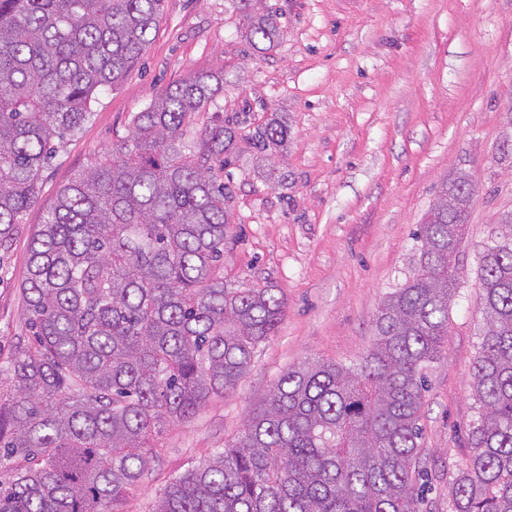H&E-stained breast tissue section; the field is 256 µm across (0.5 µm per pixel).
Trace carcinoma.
Wrapping results in <instances>:
<instances>
[{
	"label": "carcinoma",
	"instance_id": "carcinoma-1",
	"mask_svg": "<svg viewBox=\"0 0 512 512\" xmlns=\"http://www.w3.org/2000/svg\"><path fill=\"white\" fill-rule=\"evenodd\" d=\"M164 0H0V252L37 201L43 168L121 83L155 36ZM238 0L250 41L279 27ZM222 91L224 71L190 74L136 113L109 158L58 191L35 231L22 288L32 338L0 395V512H111L149 470L147 444L234 389L277 332L275 288L212 277L228 219L215 162L233 127H182ZM260 156L288 130L258 125ZM474 202L444 181L414 232L418 257L380 302L361 362L308 360L284 372L238 437L173 477L152 512H420L416 487L426 371L448 340ZM484 330L471 379V454L452 512H512V212L480 254Z\"/></svg>",
	"mask_w": 512,
	"mask_h": 512
}]
</instances>
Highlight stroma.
I'll use <instances>...</instances> for the list:
<instances>
[{"instance_id": "1", "label": "stroma", "mask_w": 512, "mask_h": 512, "mask_svg": "<svg viewBox=\"0 0 512 512\" xmlns=\"http://www.w3.org/2000/svg\"><path fill=\"white\" fill-rule=\"evenodd\" d=\"M280 18L273 43L250 41L235 0H164L156 35L121 84L97 93L82 128L43 169L39 199L0 254V391L28 341L20 289L33 233L58 190L127 137L131 119L189 74L224 72V92L184 125L198 145L233 123L237 156L220 168L229 233L213 275L235 288H275L285 315L234 390L151 443L150 469L119 512H149L189 464L239 435L289 368L311 358L358 363L375 339L380 301L413 270L412 235L442 182L466 173L475 201L461 244L465 277L448 341L428 371L421 512H451L475 418L470 388L482 320L477 257L512 210V0H263ZM288 126L257 158L253 127Z\"/></svg>"}]
</instances>
